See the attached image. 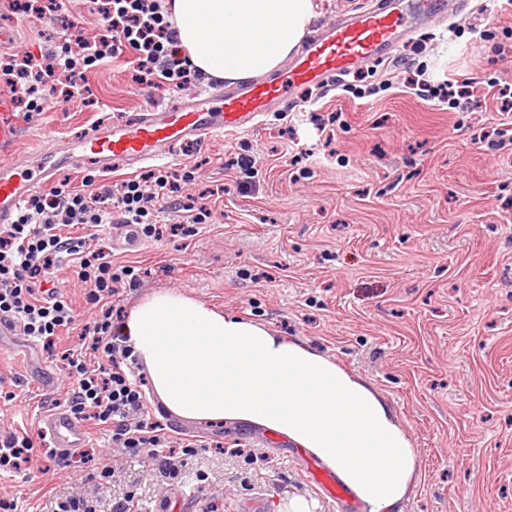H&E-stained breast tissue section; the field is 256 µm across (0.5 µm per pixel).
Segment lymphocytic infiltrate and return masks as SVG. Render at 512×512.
Listing matches in <instances>:
<instances>
[{"instance_id": "lymphocytic-infiltrate-1", "label": "lymphocytic infiltrate", "mask_w": 512, "mask_h": 512, "mask_svg": "<svg viewBox=\"0 0 512 512\" xmlns=\"http://www.w3.org/2000/svg\"><path fill=\"white\" fill-rule=\"evenodd\" d=\"M95 10L104 21L99 37L78 40L76 49H62L47 63L27 52L15 53L11 68L0 71V80L27 111L39 110L52 80L64 86L62 107L83 102L81 67L128 51L134 57L138 84L181 89L195 78L160 0H95ZM195 174L192 167L160 170L113 187L102 184L87 194L72 190L64 180L47 193L32 196L11 223L0 225V320L17 323L24 336L44 347L53 346L78 313L52 276L65 266L75 269L87 286L84 300L92 320L84 327L89 338L85 350L69 349L61 355L69 376L77 381L64 405L79 422L107 431L123 455L148 453L159 459L176 483L198 445L173 440L153 422L143 366L112 321L114 301L124 288L138 283L140 272L132 265H114L106 246L91 247L85 237L62 234L60 228L132 224L143 236L158 241L183 231L182 225L161 223V210L186 213L198 225L208 223L211 209L183 192Z\"/></svg>"}]
</instances>
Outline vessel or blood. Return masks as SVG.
Segmentation results:
<instances>
[{
  "instance_id": "obj_1",
  "label": "vessel or blood",
  "mask_w": 512,
  "mask_h": 512,
  "mask_svg": "<svg viewBox=\"0 0 512 512\" xmlns=\"http://www.w3.org/2000/svg\"><path fill=\"white\" fill-rule=\"evenodd\" d=\"M438 0H377L356 14L342 16L334 27L313 36L300 53L276 73L235 87L213 86L194 100L153 106L121 124L95 127L86 134L50 137L36 152L38 164L21 171L18 145L22 134L11 96L0 95V223H10L23 203L50 186L61 169L135 171L165 166L185 147L227 132H248L261 117L300 99L312 87H327L367 60L388 55L398 34L408 31L414 13L430 16ZM41 430L69 455L87 447L88 435L67 409L44 417ZM308 470L323 492L348 502L347 490L318 464Z\"/></svg>"
}]
</instances>
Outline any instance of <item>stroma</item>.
<instances>
[{"instance_id": "obj_1", "label": "stroma", "mask_w": 512, "mask_h": 512, "mask_svg": "<svg viewBox=\"0 0 512 512\" xmlns=\"http://www.w3.org/2000/svg\"><path fill=\"white\" fill-rule=\"evenodd\" d=\"M447 3L394 57L362 67L365 97L316 88L310 111L272 112L254 131L185 149L183 164L202 166L191 191L218 219L193 236L113 252L143 270L117 307L128 313L170 289L306 343L375 386L407 428L422 478L402 512H512V130L507 144L482 140L498 124L497 95L512 90V14L496 0ZM0 20L38 57L69 21L83 36L99 31L91 0L45 18L0 0ZM130 59L88 73L86 105L22 112L20 152L209 86L200 78L178 93L140 87ZM407 60L475 80L480 105L421 99L405 84ZM241 157L254 161L256 178L240 174ZM78 343L77 331L61 332L57 354ZM57 354L0 335V378L15 393L0 398V434L40 440L39 419L69 387ZM152 418L173 424V437L201 441L187 470L203 476L209 512H289L296 497L312 512H341L309 481L308 454L265 429L186 421L158 404ZM94 464L114 477L91 482L62 460L50 476L35 466L0 471V498L16 500L17 512H55L57 498L78 494L110 512L134 487L141 512H174L178 487L154 459L122 457L102 435Z\"/></svg>"}]
</instances>
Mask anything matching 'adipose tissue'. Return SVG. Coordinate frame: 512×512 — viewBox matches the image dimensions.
Here are the masks:
<instances>
[{"label":"adipose tissue","instance_id":"ef3b65f1","mask_svg":"<svg viewBox=\"0 0 512 512\" xmlns=\"http://www.w3.org/2000/svg\"><path fill=\"white\" fill-rule=\"evenodd\" d=\"M166 5L193 68L229 82L276 69L315 17L312 0ZM119 332L169 413L280 435L333 471L363 512H400L420 480L409 432L382 395L305 343L169 290L132 308Z\"/></svg>","mask_w":512,"mask_h":512}]
</instances>
